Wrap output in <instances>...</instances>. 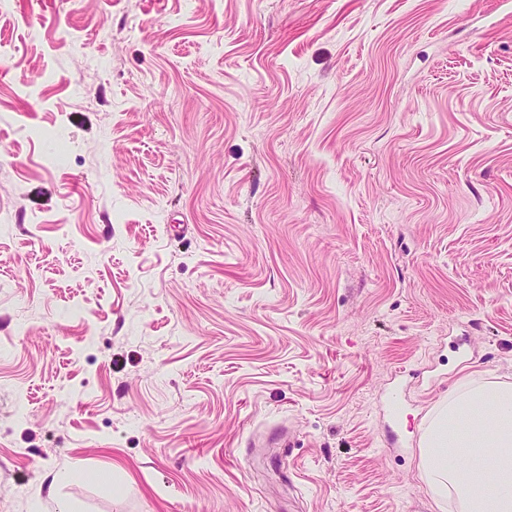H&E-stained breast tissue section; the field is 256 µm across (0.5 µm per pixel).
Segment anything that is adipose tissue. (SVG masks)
Instances as JSON below:
<instances>
[{"mask_svg":"<svg viewBox=\"0 0 512 512\" xmlns=\"http://www.w3.org/2000/svg\"><path fill=\"white\" fill-rule=\"evenodd\" d=\"M486 464L469 476L456 454ZM421 476L436 502L460 512H512V383L470 377L428 414L420 441Z\"/></svg>","mask_w":512,"mask_h":512,"instance_id":"obj_1","label":"adipose tissue"}]
</instances>
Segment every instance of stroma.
<instances>
[{"instance_id": "1", "label": "stroma", "mask_w": 512, "mask_h": 512, "mask_svg": "<svg viewBox=\"0 0 512 512\" xmlns=\"http://www.w3.org/2000/svg\"><path fill=\"white\" fill-rule=\"evenodd\" d=\"M512 383V0H0L5 512H457ZM462 453L486 463L489 477L469 476L452 461ZM420 471L435 501L460 512H512V383L462 379L428 414Z\"/></svg>"}]
</instances>
